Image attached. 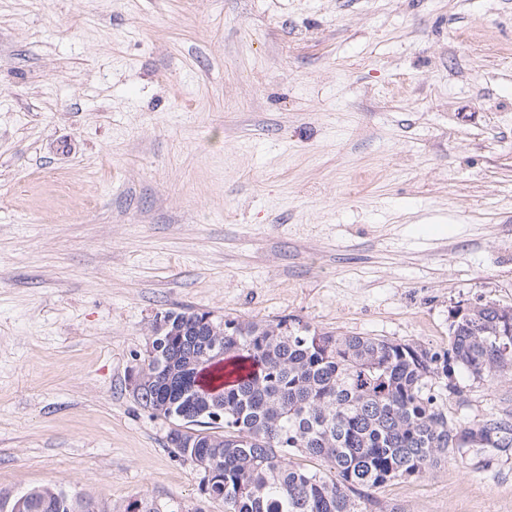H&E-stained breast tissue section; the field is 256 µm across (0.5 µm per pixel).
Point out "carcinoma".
Segmentation results:
<instances>
[{
	"mask_svg": "<svg viewBox=\"0 0 512 512\" xmlns=\"http://www.w3.org/2000/svg\"><path fill=\"white\" fill-rule=\"evenodd\" d=\"M168 311L142 375L141 406L173 427L177 450L203 463L201 491L226 512H368L352 495L417 478L439 463L487 449L512 452V412L465 424L448 417L451 365L489 383L512 377L501 353L502 307L484 304L449 326V348L432 350L299 321ZM193 441L183 448L180 440ZM306 455L328 477L295 461ZM23 512H103L80 493L26 492ZM125 512H185L135 500Z\"/></svg>",
	"mask_w": 512,
	"mask_h": 512,
	"instance_id": "carcinoma-1",
	"label": "carcinoma"
}]
</instances>
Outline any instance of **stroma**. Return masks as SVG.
<instances>
[{
	"instance_id": "obj_1",
	"label": "stroma",
	"mask_w": 512,
	"mask_h": 512,
	"mask_svg": "<svg viewBox=\"0 0 512 512\" xmlns=\"http://www.w3.org/2000/svg\"><path fill=\"white\" fill-rule=\"evenodd\" d=\"M475 302L512 307V0H0V503L225 512L128 387L165 312L440 348ZM372 497L512 512V454ZM55 492L54 507L48 509L45 505V498ZM18 496L15 502V511H17L25 500L24 509L21 512H105L97 507L91 498L81 493H69L52 486H41L32 488Z\"/></svg>"
}]
</instances>
